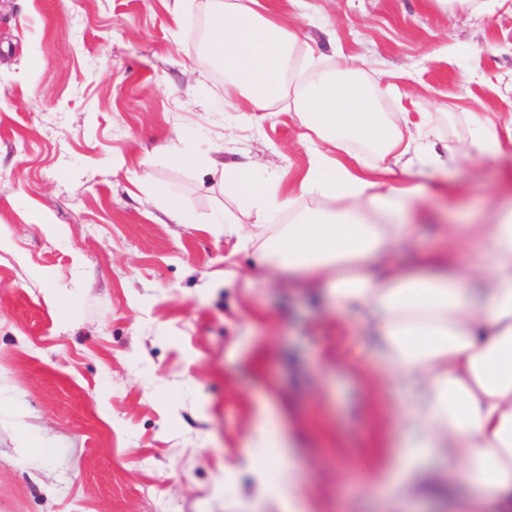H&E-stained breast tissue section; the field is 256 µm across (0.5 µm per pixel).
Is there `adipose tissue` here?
Returning <instances> with one entry per match:
<instances>
[{
  "mask_svg": "<svg viewBox=\"0 0 512 512\" xmlns=\"http://www.w3.org/2000/svg\"><path fill=\"white\" fill-rule=\"evenodd\" d=\"M208 11L207 49L224 70L226 106L241 97L271 111L286 91L296 34L249 0H208ZM353 74L318 72L296 91L308 167L294 190L284 191L257 162L224 168L207 153L180 156L201 177L223 173L226 194L254 218L248 231L235 211L225 210L213 232L237 234L244 248L258 246L270 274L323 282L337 310L361 312L387 382L404 397L395 493L429 489L425 463L438 458L449 483L462 480L472 489L454 500L453 512H512V199L500 200L493 223L447 226L448 251L400 265L395 255L414 240L411 220L426 183L447 172L456 151H436L426 130L418 145L405 141ZM470 120L469 150L504 169L512 124L499 128L485 112ZM361 150L376 156L374 167L347 165ZM409 153L417 160L415 182L393 184V161ZM304 196L314 205L301 210L297 200ZM462 241L471 247L463 266L452 254ZM286 452L277 421L265 415L237 465L252 470L263 456L280 460L275 485L257 475L258 495L301 512L304 491Z\"/></svg>",
  "mask_w": 512,
  "mask_h": 512,
  "instance_id": "1",
  "label": "adipose tissue"
}]
</instances>
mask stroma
<instances>
[{"instance_id":"35a3bbf8","label":"stroma","mask_w":512,"mask_h":512,"mask_svg":"<svg viewBox=\"0 0 512 512\" xmlns=\"http://www.w3.org/2000/svg\"><path fill=\"white\" fill-rule=\"evenodd\" d=\"M308 56L346 62L402 123L444 143L469 113L512 121V0H262ZM207 0H0V512H284L237 470L261 413L277 417L306 512H452L465 482L389 498L359 469L396 468L400 396L357 313L324 286L269 278L263 253L211 232L220 177L171 155L195 143L293 188L308 156L287 93L260 121L224 106L194 37ZM166 186L195 213L174 223ZM512 183L477 154L417 212L410 263L448 224L490 223ZM51 448L42 455L40 446ZM152 197L155 199H164L167 202V212L175 223H196L197 219L194 214L185 209L174 197H172L164 186L157 185L152 192Z\"/></svg>"}]
</instances>
